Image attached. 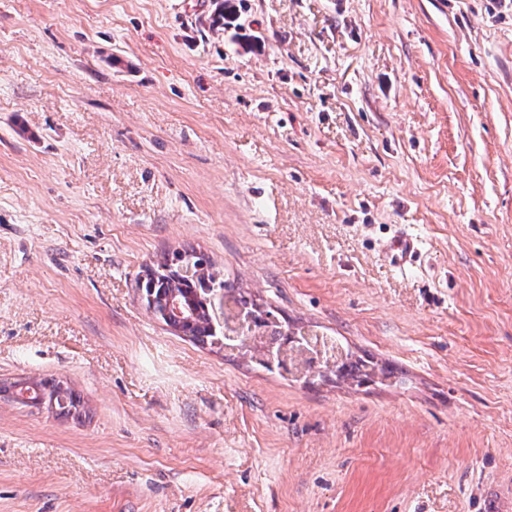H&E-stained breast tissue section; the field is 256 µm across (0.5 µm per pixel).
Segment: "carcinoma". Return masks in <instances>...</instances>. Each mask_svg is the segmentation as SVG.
<instances>
[{
	"label": "carcinoma",
	"mask_w": 512,
	"mask_h": 512,
	"mask_svg": "<svg viewBox=\"0 0 512 512\" xmlns=\"http://www.w3.org/2000/svg\"><path fill=\"white\" fill-rule=\"evenodd\" d=\"M210 267V259L203 253L175 251L158 268L148 267L138 278L148 308L167 326L199 343L216 336L212 296L215 288L226 287V283L216 282ZM334 371L360 385L375 376V367L360 358L347 357L334 364ZM3 391L22 405L45 404L57 408L61 415L70 414L80 404L76 394L56 380L19 382Z\"/></svg>",
	"instance_id": "obj_1"
}]
</instances>
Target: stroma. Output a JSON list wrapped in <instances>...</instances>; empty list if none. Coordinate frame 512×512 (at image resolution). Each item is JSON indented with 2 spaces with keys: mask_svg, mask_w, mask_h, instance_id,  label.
<instances>
[{
  "mask_svg": "<svg viewBox=\"0 0 512 512\" xmlns=\"http://www.w3.org/2000/svg\"><path fill=\"white\" fill-rule=\"evenodd\" d=\"M235 5L217 30L221 0H0V380L82 412L0 395V512H488L512 489V0ZM190 248L398 384L174 334L136 278ZM418 254L416 239L404 233L395 235L387 243L385 256L393 267L403 270ZM14 401L26 405L37 406L45 404L58 409L60 415H69L72 409H77L79 398L69 388L56 380H41L39 382H19L4 387L3 392L10 393ZM27 395V398L25 397Z\"/></svg>",
  "mask_w": 512,
  "mask_h": 512,
  "instance_id": "stroma-1",
  "label": "stroma"
}]
</instances>
